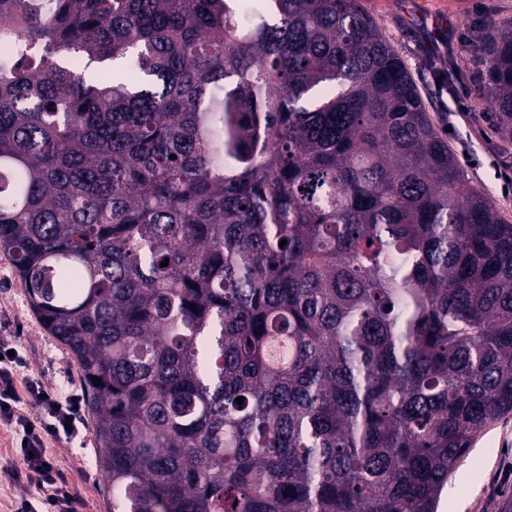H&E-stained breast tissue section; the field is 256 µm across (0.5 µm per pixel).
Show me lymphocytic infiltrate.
I'll list each match as a JSON object with an SVG mask.
<instances>
[{
  "label": "lymphocytic infiltrate",
  "mask_w": 512,
  "mask_h": 512,
  "mask_svg": "<svg viewBox=\"0 0 512 512\" xmlns=\"http://www.w3.org/2000/svg\"><path fill=\"white\" fill-rule=\"evenodd\" d=\"M23 355L0 358V422L19 432L23 444L19 448L20 468L13 477L19 487L35 486L43 490L39 500L20 498L17 512H77L76 498L70 486L46 455L47 439L73 440L80 434L78 395H59L41 382L28 385V395L40 409L37 419H30L20 407L16 372L24 367Z\"/></svg>",
  "instance_id": "lymphocytic-infiltrate-1"
}]
</instances>
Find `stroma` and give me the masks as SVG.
<instances>
[{"mask_svg": "<svg viewBox=\"0 0 512 512\" xmlns=\"http://www.w3.org/2000/svg\"><path fill=\"white\" fill-rule=\"evenodd\" d=\"M400 54L421 88L434 121L452 119L448 144L461 168L477 188L486 191L501 216L512 223V193L502 190L499 176L512 165V141L492 128L485 106L466 90H439L425 65L422 46L428 30L447 25L454 55H462L486 15L512 22V0H357ZM16 347L26 358L17 372L18 391L38 380L62 394L84 393L74 355L54 338L30 308L26 289L11 260L0 254V346ZM79 438L47 440V454L78 492L79 512H109L111 495L101 475L92 417L82 412ZM19 438L0 423V512H14L19 493L9 478L21 464ZM436 512H512V412L504 414L474 441L449 476Z\"/></svg>", "mask_w": 512, "mask_h": 512, "instance_id": "1", "label": "stroma"}]
</instances>
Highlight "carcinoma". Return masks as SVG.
Listing matches in <instances>:
<instances>
[{
    "label": "carcinoma",
    "instance_id": "carcinoma-1",
    "mask_svg": "<svg viewBox=\"0 0 512 512\" xmlns=\"http://www.w3.org/2000/svg\"><path fill=\"white\" fill-rule=\"evenodd\" d=\"M0 41V252L76 358L110 512H435L512 411V224L377 21L0 0ZM471 47L512 139V22Z\"/></svg>",
    "mask_w": 512,
    "mask_h": 512
}]
</instances>
